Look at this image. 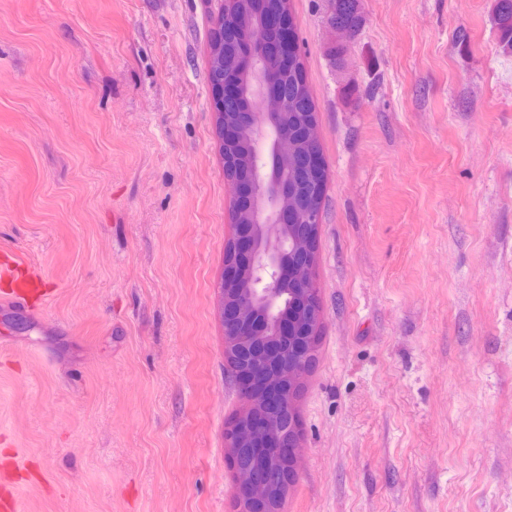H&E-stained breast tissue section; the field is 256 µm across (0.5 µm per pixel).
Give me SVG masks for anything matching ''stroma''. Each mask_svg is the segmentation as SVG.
<instances>
[{"instance_id":"1","label":"stroma","mask_w":512,"mask_h":512,"mask_svg":"<svg viewBox=\"0 0 512 512\" xmlns=\"http://www.w3.org/2000/svg\"><path fill=\"white\" fill-rule=\"evenodd\" d=\"M494 0H291L327 171L283 512H512V54ZM219 0H0V499L234 512ZM342 56H334L336 44ZM328 23L336 31L349 36L358 32L360 26V9L358 0H333ZM26 265L16 258H11L9 262H5L0 267V279L10 280L11 288L4 291V301L15 305L29 308L30 302L35 298H41L45 295L41 288L42 278L31 268L26 266L27 274L25 276L16 275L18 267Z\"/></svg>"}]
</instances>
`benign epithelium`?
Segmentation results:
<instances>
[{
	"label": "benign epithelium",
	"instance_id": "benign-epithelium-1",
	"mask_svg": "<svg viewBox=\"0 0 512 512\" xmlns=\"http://www.w3.org/2000/svg\"><path fill=\"white\" fill-rule=\"evenodd\" d=\"M240 0H222L209 64L219 67L213 111L224 177L232 191L231 228L224 252L220 312L224 358L244 405L225 438L236 486L235 512H282L300 443L295 398L309 369L322 320L311 288L321 196H299L315 166L319 132L308 112L298 133L267 125L270 110L285 115L277 63L295 57L289 0H247L234 26L225 23ZM256 74L258 90L224 82V70ZM236 103L233 112L224 103ZM249 135L250 152L239 149ZM288 441L292 453L273 469L251 462L258 448Z\"/></svg>",
	"mask_w": 512,
	"mask_h": 512
}]
</instances>
